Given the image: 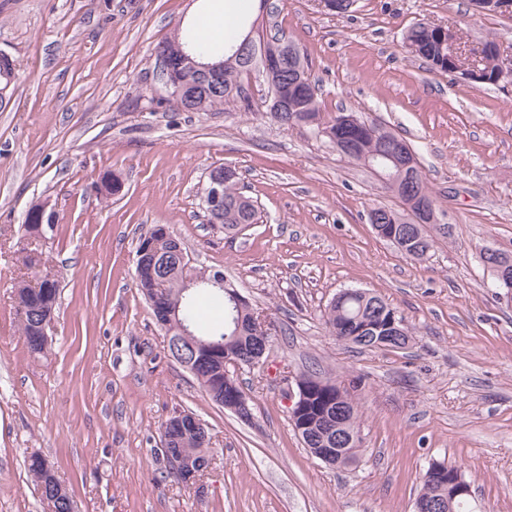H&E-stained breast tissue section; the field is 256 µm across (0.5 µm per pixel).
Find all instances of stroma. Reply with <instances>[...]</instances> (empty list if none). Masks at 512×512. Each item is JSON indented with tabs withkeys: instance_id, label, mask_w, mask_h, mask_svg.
Here are the masks:
<instances>
[{
	"instance_id": "35a3bbf8",
	"label": "stroma",
	"mask_w": 512,
	"mask_h": 512,
	"mask_svg": "<svg viewBox=\"0 0 512 512\" xmlns=\"http://www.w3.org/2000/svg\"><path fill=\"white\" fill-rule=\"evenodd\" d=\"M214 0H0V52L14 62L0 103V512H48L26 468L38 454L76 512H414L436 461L471 487L470 512H512V298L485 250L512 255V81L473 84L409 54L419 21L452 26L462 49L492 40L512 57V17L471 0H255L264 37L304 53L323 112H352L410 145L448 227L426 258L369 222L401 200L372 169L308 128L268 114L259 70L247 103L183 111L156 71L155 45L196 27ZM236 168L260 220L237 235L208 224L213 167ZM124 184L102 198L109 175ZM48 202L44 260L60 281L47 353L28 352L12 298L22 224ZM167 225L193 265L224 274L268 317L263 364L241 370L251 421L213 403L174 358L134 277L136 249ZM396 308L404 350H359L323 315L344 289ZM313 374L359 403L356 465L314 458L288 416L289 382ZM209 427L199 484L169 473L163 425Z\"/></svg>"
}]
</instances>
